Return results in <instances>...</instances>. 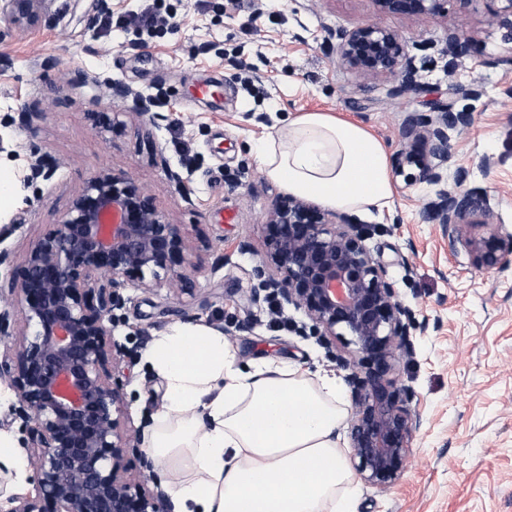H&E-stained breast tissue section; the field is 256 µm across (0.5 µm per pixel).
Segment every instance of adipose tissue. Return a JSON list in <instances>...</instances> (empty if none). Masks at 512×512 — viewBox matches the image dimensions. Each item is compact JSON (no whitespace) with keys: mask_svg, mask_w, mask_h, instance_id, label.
Returning a JSON list of instances; mask_svg holds the SVG:
<instances>
[{"mask_svg":"<svg viewBox=\"0 0 512 512\" xmlns=\"http://www.w3.org/2000/svg\"><path fill=\"white\" fill-rule=\"evenodd\" d=\"M290 195L339 211L383 210L394 196L385 146L361 124L305 112L258 147ZM146 357L165 383L160 424L144 439L183 512H354L338 450V379L277 366L233 369L220 330L175 325Z\"/></svg>","mask_w":512,"mask_h":512,"instance_id":"1","label":"adipose tissue"}]
</instances>
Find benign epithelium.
<instances>
[{
  "label": "benign epithelium",
  "instance_id": "obj_1",
  "mask_svg": "<svg viewBox=\"0 0 512 512\" xmlns=\"http://www.w3.org/2000/svg\"><path fill=\"white\" fill-rule=\"evenodd\" d=\"M384 13L410 17L435 15L448 0H376ZM488 22L504 30L512 44V0H489ZM42 0H0V13L24 29L39 20ZM325 42L336 64L365 82L392 77L393 98L422 90L408 40L378 22L327 30ZM466 34L448 37V67L467 55ZM472 113L441 106L414 112L402 127L403 146L393 159L405 180L438 185L443 169L456 167V187L441 189L422 209L423 219L439 225L451 248L462 246L477 269L512 264V233L485 221L483 196L460 190L468 170L455 166L453 135L472 124ZM58 160L30 149L27 180H48ZM418 173H407L405 167ZM266 252L255 269L253 301L270 298L302 311L311 331L332 352L336 337L351 336L356 359L338 358L346 370L352 401L351 443L355 469L381 489L394 486L406 470L421 428L412 406L414 392L389 377L398 355L414 351L413 336L429 324L397 299L386 267L365 244L353 218L323 210L287 195L274 202L264 224ZM186 242L152 198L125 172H95L70 208L17 265L8 293L0 291V338L16 348L0 354V381L14 392L10 404L20 421L27 468L35 496L14 495L0 512H175L154 470L140 454L139 479L124 476L125 457L139 450V429L125 433L113 418L123 403L124 383L113 372L116 360L134 350L112 333L115 311L123 309L128 288L167 282L187 290ZM22 306V326H11L9 308Z\"/></svg>",
  "mask_w": 512,
  "mask_h": 512
}]
</instances>
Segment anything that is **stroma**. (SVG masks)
<instances>
[{
	"label": "stroma",
	"instance_id": "35a3bbf8",
	"mask_svg": "<svg viewBox=\"0 0 512 512\" xmlns=\"http://www.w3.org/2000/svg\"><path fill=\"white\" fill-rule=\"evenodd\" d=\"M158 17L152 29L137 21ZM377 21L404 35L424 87L392 98L391 80L365 84L340 68L324 44L327 29ZM466 30L475 48L449 68L450 33ZM84 85L71 86L75 72ZM128 87L150 105L111 95ZM478 89L457 95L455 85ZM437 101L469 109L473 124L455 136L466 188L486 199V221L512 231V44L486 22L484 0H450L447 13L421 19L380 13L375 0H44L38 25L15 27L0 15V174L13 196L0 225L17 230L0 241L15 265L57 223L88 178L109 167L133 175L167 219L180 225L191 262L189 291L161 285L129 289L114 336L136 348L118 362L126 385L115 417L121 429L157 419L165 387L147 362L154 336L173 325H207L224 334L229 360L250 371L272 364L307 377H343L317 337L298 332L291 308L253 302L255 268L266 250L264 224L284 190L261 169L256 147L303 112H327L364 125L388 154L403 145L411 113ZM38 107L32 133L18 127L23 108ZM59 160L49 180L26 183L30 147ZM177 172L182 186L170 181ZM383 213H361L366 244L384 263L401 302L429 322L413 355L396 358L391 376L415 393L422 427L398 484L383 491L351 475L339 492L357 512H512V268L475 269L450 250L421 210L439 187L393 179ZM252 319V331L238 321ZM0 384V489L35 486Z\"/></svg>",
	"mask_w": 512,
	"mask_h": 512
}]
</instances>
